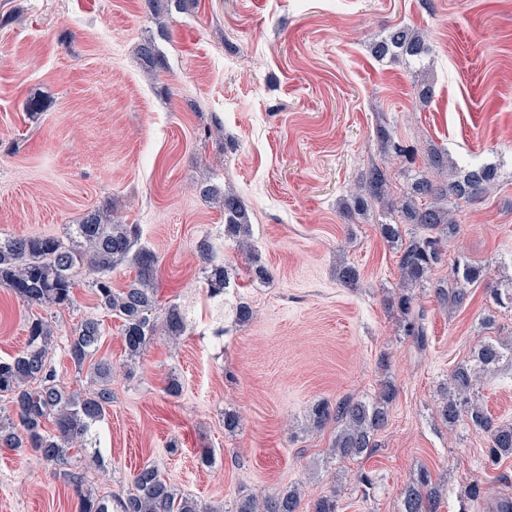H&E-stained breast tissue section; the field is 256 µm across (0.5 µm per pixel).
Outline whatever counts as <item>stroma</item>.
Wrapping results in <instances>:
<instances>
[{
  "label": "stroma",
  "mask_w": 512,
  "mask_h": 512,
  "mask_svg": "<svg viewBox=\"0 0 512 512\" xmlns=\"http://www.w3.org/2000/svg\"><path fill=\"white\" fill-rule=\"evenodd\" d=\"M398 25L423 31L429 53L376 57L373 42ZM147 39L166 70L140 60ZM382 125L410 151L395 164L401 190L427 175L434 150L458 170L498 172L480 202L456 207L448 249L487 276L453 311L416 289L422 349L386 305L400 285L380 233L388 211L353 224L339 213L380 154ZM206 180L242 199L250 250L200 195ZM98 209L140 225L158 259L151 316L178 305L187 330L129 359L121 320L84 276L73 306L48 312L49 358L67 391L96 388L94 362L112 367L95 427L101 464L83 470L95 490L122 493L151 463L220 512L295 483L309 501L339 488L340 512H397L422 468L445 484L440 512H486L466 496L473 485L488 500L512 495V459L491 465L484 435L438 416L454 366L484 337H512V308L490 296L512 278V0H176L161 21L144 0H0V234L59 236ZM204 238L231 272L222 306L204 286ZM343 265L358 270L355 285L339 280ZM242 302L253 310L245 324ZM33 314L0 287V356L23 350ZM88 319L102 340L79 369L65 339ZM172 377L180 396L165 391ZM386 378L397 395L377 448L330 459L335 426L308 430L313 405L371 401ZM479 391L495 420L512 422V367L482 376ZM228 412L240 420L232 433ZM0 512H79V501L57 466L0 448Z\"/></svg>",
  "instance_id": "obj_1"
}]
</instances>
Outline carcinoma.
I'll return each instance as SVG.
<instances>
[{
    "label": "carcinoma",
    "instance_id": "1",
    "mask_svg": "<svg viewBox=\"0 0 512 512\" xmlns=\"http://www.w3.org/2000/svg\"><path fill=\"white\" fill-rule=\"evenodd\" d=\"M373 50L379 57L396 53L420 57L429 47L422 32L396 27L381 37ZM139 54L148 68L165 69L164 59L153 41L141 43ZM496 181L495 168L479 166L445 181L423 176L415 180L408 195L400 198L394 196L387 163H373L364 172L362 192L344 200L342 216L350 224L374 202L386 204L390 214L398 217L394 223L380 227L385 240L400 253L402 291L390 298L389 305L399 314L405 335L414 337L421 347L425 345V311L417 304L413 289L430 282L432 271L443 265L448 243L458 233L455 213L448 207V201L477 202ZM200 194L223 210L228 234L246 232L247 210L237 194L225 192L210 182L201 183ZM403 224L416 225L420 233L404 236ZM139 238V225L118 224L99 210L87 213L77 224L68 225L63 237L0 236V286L29 306L61 311L73 305L76 279L83 274L90 276L89 286L98 304L122 320L125 350L136 357L156 333L150 311L156 306L157 257L152 251L137 247ZM197 249L210 263L205 277L207 291L215 296L223 293L229 280L228 269L216 261L209 239L199 241ZM128 262L135 265L136 277L117 290L112 287V271ZM486 276L485 267L458 260L451 266L450 282L435 286L434 295L442 305L459 308L467 301L468 287ZM164 328L171 339L183 335L185 324L177 306L166 310ZM54 337L51 322L35 318L28 322L24 350L0 358V396L11 404L8 413H0V447L28 449L41 460L63 468L64 477L78 496L80 512H215L214 507L178 490L151 465L134 476L121 497H99L83 489V474L70 469L73 452L85 446L91 429L104 418L112 399L111 368L106 362L95 364L93 373L98 389L90 394L64 391L48 360ZM101 339L99 323L93 320L83 322L67 338L68 352L76 368L83 367ZM506 363L512 365V341L480 342L450 373L439 405L440 418L448 426L465 421L473 431L487 435L488 458L494 465L512 457V424L497 422L488 414L476 393V381ZM395 395L394 385L384 380L377 396L369 402H320L311 411L312 425L320 428L330 421L336 422L334 456L360 457L376 447L375 437L388 422L389 406ZM49 422L53 425L50 430ZM338 493L335 488L313 500L307 505V512H338ZM442 499L443 486L423 468L401 493L399 512H439ZM301 506L299 488L290 485L277 492L243 495L229 512H300Z\"/></svg>",
    "mask_w": 512,
    "mask_h": 512
}]
</instances>
